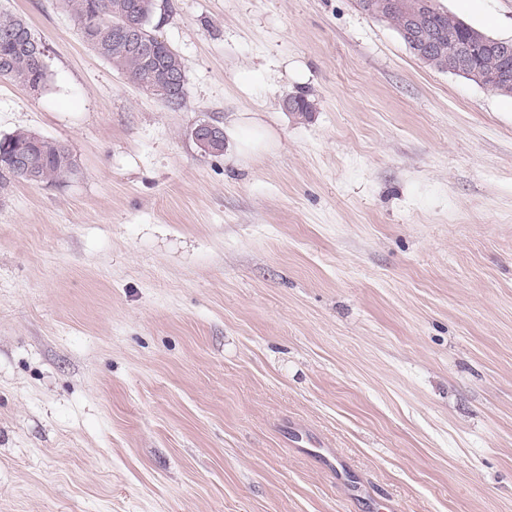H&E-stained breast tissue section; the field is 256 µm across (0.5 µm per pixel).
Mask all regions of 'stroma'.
I'll return each mask as SVG.
<instances>
[{
    "label": "stroma",
    "mask_w": 512,
    "mask_h": 512,
    "mask_svg": "<svg viewBox=\"0 0 512 512\" xmlns=\"http://www.w3.org/2000/svg\"><path fill=\"white\" fill-rule=\"evenodd\" d=\"M0 6L47 65L0 138L76 164L0 190V512H512L511 96L356 0H158L173 110L61 0Z\"/></svg>",
    "instance_id": "obj_1"
}]
</instances>
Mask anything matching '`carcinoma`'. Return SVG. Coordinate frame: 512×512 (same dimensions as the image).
Instances as JSON below:
<instances>
[{"instance_id": "cac0c4a2", "label": "carcinoma", "mask_w": 512, "mask_h": 512, "mask_svg": "<svg viewBox=\"0 0 512 512\" xmlns=\"http://www.w3.org/2000/svg\"><path fill=\"white\" fill-rule=\"evenodd\" d=\"M76 19L85 41L98 56L123 73L142 92L171 109L186 101L185 73L178 53L157 39L151 27L153 0H62ZM421 0H406V8L391 4L386 16L413 53L440 70L448 68V53L481 38V31L452 13ZM41 44L29 25L0 8V78L27 87L42 85ZM503 67L512 70V43L481 49L467 80L487 86L478 76ZM75 168L69 150L58 141L32 131L16 130L0 140V188L13 180L30 185L52 183Z\"/></svg>"}]
</instances>
